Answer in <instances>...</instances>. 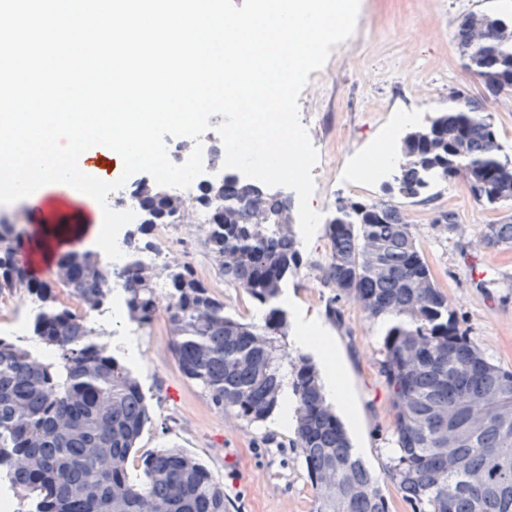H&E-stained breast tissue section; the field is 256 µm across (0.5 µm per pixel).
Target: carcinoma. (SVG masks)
<instances>
[{"instance_id":"obj_1","label":"carcinoma","mask_w":512,"mask_h":512,"mask_svg":"<svg viewBox=\"0 0 512 512\" xmlns=\"http://www.w3.org/2000/svg\"><path fill=\"white\" fill-rule=\"evenodd\" d=\"M512 17L477 10L456 33L467 63L497 59L499 74H512V41L474 42L469 26ZM460 110L470 137L460 155L448 154V138H436L427 158L401 144L403 168L396 180L414 198L443 180L442 165L470 172L474 200L496 208L512 202V152L498 137L491 115L471 97H448ZM505 172L494 197L482 200L474 180L484 169ZM207 210L224 207L208 223L211 252L224 282L242 289L267 309L263 323H244L224 313V302L189 264L143 263L138 241L118 272L88 248L63 254L50 282H36L18 264L28 241L23 225L0 213V294L25 293L38 304L33 335L54 350L46 361L0 337V478L19 493L17 512H227L224 488L184 448H161L130 470L135 445L151 422L146 396L123 359L101 342L86 315L65 303L57 290L94 307L112 298L117 282L128 320L151 326L165 309L174 359L183 376L198 384L210 404L231 409L248 422L267 420L291 388L294 444L319 491L316 512H389L380 480L351 447L340 419L326 401L310 357L281 353L287 336L281 295L301 253L291 199L241 180L235 174L208 183L196 198ZM364 202L336 205L325 236L329 252L320 282L335 297L358 302L373 320H383L381 373L390 392L398 453L389 480L416 512H512V370L492 362L460 329L456 312L438 288L402 211L386 210L369 221ZM138 231L171 224L176 210L169 194L140 184ZM487 247L512 245V218L488 224Z\"/></svg>"}]
</instances>
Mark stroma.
Wrapping results in <instances>:
<instances>
[{
	"mask_svg": "<svg viewBox=\"0 0 512 512\" xmlns=\"http://www.w3.org/2000/svg\"><path fill=\"white\" fill-rule=\"evenodd\" d=\"M478 9L512 13V0H360L354 34L333 47L321 70L310 73L299 103L301 112L323 115L319 137L325 153L311 197L322 217L330 218L341 198L386 201L413 216L417 246L461 329L494 363L512 369V247L481 245L486 225L512 216V207L480 205L461 181L437 186L434 198L424 201L403 197L391 177L361 187L343 178L345 160L371 153L393 113L447 111L454 88L484 96L483 84L466 72L455 40L464 15ZM342 137L350 146L345 158L336 147ZM447 213L456 223H440ZM326 243L324 228H317L311 244L301 246L302 264L289 275L285 292L293 309L315 315L333 338L348 397L347 408L337 414L379 477L390 512H413L387 476L395 436L380 372L383 330L357 302L332 303L318 270ZM187 247L198 256L197 269L225 313L261 322V305L220 278L206 230H196ZM88 320L103 328L111 349L127 357L147 397L153 425L142 435L136 457L158 448L192 452L223 486L228 512H315L318 491L293 445L292 427L279 426L274 416L250 423L214 409L201 387L178 369L165 317L144 329L123 315L106 321L92 314Z\"/></svg>",
	"mask_w": 512,
	"mask_h": 512,
	"instance_id": "1",
	"label": "stroma"
}]
</instances>
